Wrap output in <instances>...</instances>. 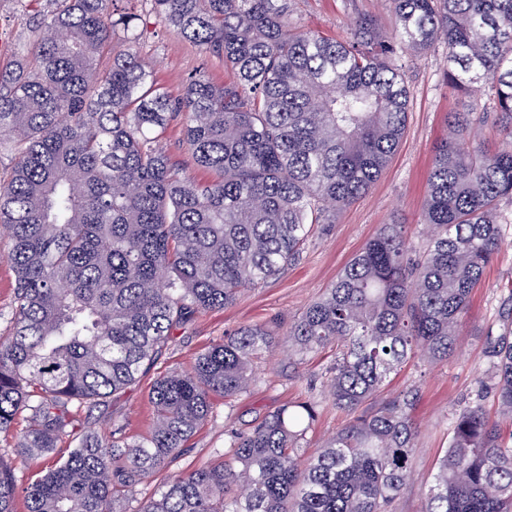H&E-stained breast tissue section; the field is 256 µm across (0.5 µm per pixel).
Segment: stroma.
Segmentation results:
<instances>
[{
  "label": "stroma",
  "instance_id": "stroma-1",
  "mask_svg": "<svg viewBox=\"0 0 512 512\" xmlns=\"http://www.w3.org/2000/svg\"><path fill=\"white\" fill-rule=\"evenodd\" d=\"M130 7L139 16L136 51L171 96L182 94L188 79L199 73L217 85L233 82L234 74L222 56L203 52L161 24L150 0H132ZM292 9L294 18L305 29L336 40L346 39L356 20L364 17L374 18L386 32L394 26L386 0H294ZM0 34L5 37L0 46V67L27 54L29 32L15 0H0ZM401 63L410 91L407 124L397 151L369 191L337 210L335 222L316 230L299 259L275 279L244 291L224 308L202 311L187 319L175 330L173 341L163 347L154 368L110 397L105 406L90 412L78 411L81 423L105 434L118 427L129 437L148 434L155 421L149 391L156 376L171 369L190 370L197 355L208 346L240 326L255 322L271 324L280 341L279 348L254 364V381L246 393L228 404L215 399L211 414L172 464V472L221 461L228 431L246 428L289 402L308 401L315 407V421L301 442L306 452L319 448L346 423V415L336 410L327 393L335 349L289 362V327L310 302L330 287L379 225L394 220L403 223L413 245H425L427 228L421 222V213L427 178L434 147L446 132L449 113L485 115L479 132L482 148L495 149L503 139L490 117L492 108L482 85H475L473 91L464 94L446 83L448 61L444 45H437L421 57L402 58ZM162 146L181 175L199 183L212 180L211 172L194 165L181 121L171 122ZM501 229L505 243L488 264L482 285L472 294L454 354L436 364L411 360L389 378L387 397H395L410 387L420 394L408 485L394 501L392 512H421L422 492L431 484L448 447L452 418L465 402L473 400L476 393H483L485 413L490 420L498 418L487 339L512 329V321L507 318L512 309V205L507 203L501 207ZM26 425L21 416L10 431L0 433V464L13 469L21 490L15 498V512H26L23 488L41 478L56 460L66 458L73 447L72 440L66 437L58 442L53 454L16 462L13 447Z\"/></svg>",
  "mask_w": 512,
  "mask_h": 512
}]
</instances>
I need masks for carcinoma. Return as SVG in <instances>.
I'll return each instance as SVG.
<instances>
[{"instance_id": "1", "label": "carcinoma", "mask_w": 512, "mask_h": 512, "mask_svg": "<svg viewBox=\"0 0 512 512\" xmlns=\"http://www.w3.org/2000/svg\"><path fill=\"white\" fill-rule=\"evenodd\" d=\"M30 58L0 73V228L8 231L16 312L0 336V433L28 414L13 449L23 462L58 440L75 448L26 488L27 512H114L115 500L168 470L207 420L252 382L274 347L266 323L224 336L188 372L155 378L144 437L76 432L72 407L94 409L134 383L172 330L223 308L298 260L336 209L365 194L402 138L409 88L398 60L439 43L448 84L481 83L504 141L473 145L481 119L448 116L427 180L424 251L403 224H381L290 327L294 355L336 347L329 396L349 421L298 454L315 418L288 403L229 433L224 462L159 484L133 512H389L417 433L410 388L376 402L410 360L445 361L474 288L504 245L512 205V0H388L395 27L365 18L339 42L306 31L288 0H150L162 24L235 74L199 75L178 98L131 46L136 16L115 0H47L30 9ZM129 49L103 61L114 36ZM181 118L207 184L179 175L161 146ZM499 420L477 398L453 418L422 512H512V330L488 342ZM0 464V512H14Z\"/></svg>"}]
</instances>
